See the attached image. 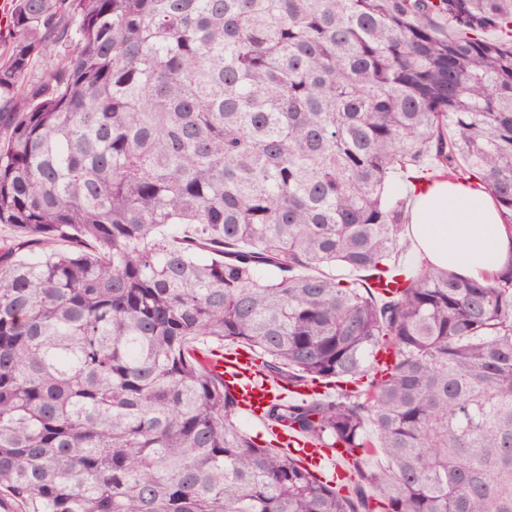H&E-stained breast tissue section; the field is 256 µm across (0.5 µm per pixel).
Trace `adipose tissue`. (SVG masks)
Returning <instances> with one entry per match:
<instances>
[{
  "label": "adipose tissue",
  "mask_w": 512,
  "mask_h": 512,
  "mask_svg": "<svg viewBox=\"0 0 512 512\" xmlns=\"http://www.w3.org/2000/svg\"><path fill=\"white\" fill-rule=\"evenodd\" d=\"M409 235L418 256L463 277L480 279L512 265V230L479 186L441 181L419 194Z\"/></svg>",
  "instance_id": "1"
}]
</instances>
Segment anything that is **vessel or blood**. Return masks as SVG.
Segmentation results:
<instances>
[{"instance_id": "vessel-or-blood-1", "label": "vessel or blood", "mask_w": 512, "mask_h": 512, "mask_svg": "<svg viewBox=\"0 0 512 512\" xmlns=\"http://www.w3.org/2000/svg\"><path fill=\"white\" fill-rule=\"evenodd\" d=\"M207 362L236 394L242 412L256 420L263 419L264 411L272 400L305 394L304 388L288 387L264 376L254 365L251 354L244 350L226 352L212 349L208 352ZM270 431L275 438L276 448L290 450L303 465L321 471L328 482H335V450L321 447L309 437L277 425L271 426Z\"/></svg>"}]
</instances>
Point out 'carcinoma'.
Listing matches in <instances>:
<instances>
[{"instance_id": "carcinoma-1", "label": "carcinoma", "mask_w": 512, "mask_h": 512, "mask_svg": "<svg viewBox=\"0 0 512 512\" xmlns=\"http://www.w3.org/2000/svg\"><path fill=\"white\" fill-rule=\"evenodd\" d=\"M11 2L0 492L23 512H512V267L391 263L392 177L417 192L430 160L428 184L479 178L512 227V0ZM213 341L291 386L355 383L266 411L342 449L350 492L238 424L197 358Z\"/></svg>"}]
</instances>
